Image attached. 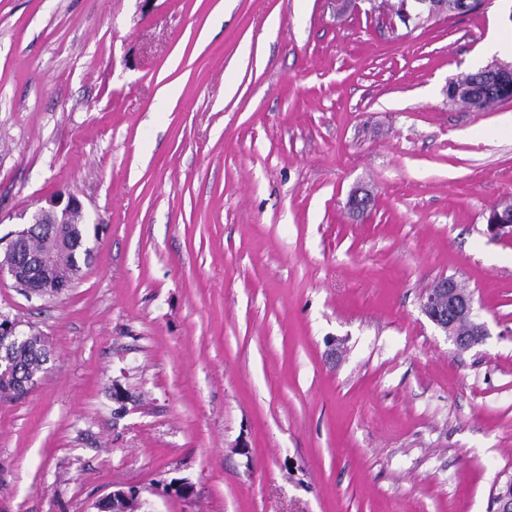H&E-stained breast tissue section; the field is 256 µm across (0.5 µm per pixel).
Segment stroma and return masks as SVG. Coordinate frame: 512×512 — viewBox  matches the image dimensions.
Segmentation results:
<instances>
[{
    "instance_id": "1",
    "label": "stroma",
    "mask_w": 512,
    "mask_h": 512,
    "mask_svg": "<svg viewBox=\"0 0 512 512\" xmlns=\"http://www.w3.org/2000/svg\"><path fill=\"white\" fill-rule=\"evenodd\" d=\"M512 0H0V236L51 194L101 225L52 359L0 401V512H495L512 479ZM369 191L362 213L350 195ZM462 282L486 336L421 311ZM189 479L188 500L164 495ZM492 84L495 86L485 88L483 90L473 91L471 93L472 104L479 109H487L498 102L512 99V84L504 79L494 80ZM502 86L499 91H496ZM461 288L455 278L438 280L423 297L421 311L458 349L465 350L482 342L485 329L476 321H462L472 311L473 298Z\"/></svg>"
}]
</instances>
